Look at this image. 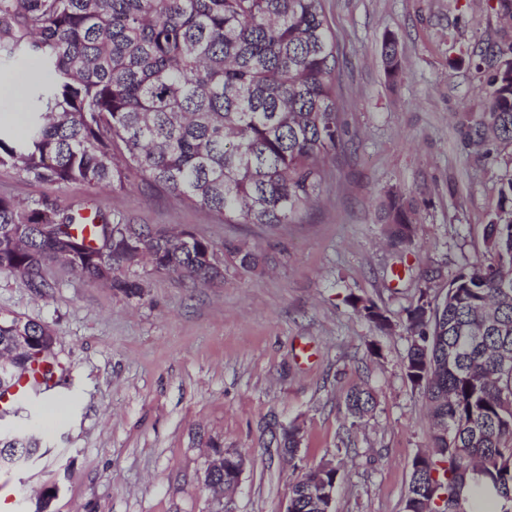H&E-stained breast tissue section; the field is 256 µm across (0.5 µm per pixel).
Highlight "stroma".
<instances>
[{"instance_id":"35a3bbf8","label":"stroma","mask_w":512,"mask_h":512,"mask_svg":"<svg viewBox=\"0 0 512 512\" xmlns=\"http://www.w3.org/2000/svg\"><path fill=\"white\" fill-rule=\"evenodd\" d=\"M336 34L344 151L327 167L319 202L269 231L227 224L166 193L27 180L0 169V196L89 204L137 224L188 229L215 245L242 241L267 258L252 271L224 261V277L193 283L136 266L126 296L60 263L57 288L34 293L0 273V312L50 326L65 379L0 427L35 438L28 464L0 468L10 512H215L203 486L211 444L244 459L233 512H284L302 470L340 467L333 512H403L412 461L427 447L423 398L403 372L401 327L421 294L441 298L469 262L486 259L484 230L512 176V147L474 145L464 123L485 110L467 51L512 42L496 0H322ZM393 34L402 60L388 80L381 54ZM403 196L417 234L391 244L381 213ZM392 320L379 332L351 298ZM374 412L346 416L352 388ZM300 429L295 457L276 434ZM376 406V397L369 388H354L346 396L345 407L352 423L360 422L371 414Z\"/></svg>"}]
</instances>
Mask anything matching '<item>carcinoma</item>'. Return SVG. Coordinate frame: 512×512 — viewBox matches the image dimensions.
I'll list each match as a JSON object with an SVG mask.
<instances>
[{
	"label": "carcinoma",
	"mask_w": 512,
	"mask_h": 512,
	"mask_svg": "<svg viewBox=\"0 0 512 512\" xmlns=\"http://www.w3.org/2000/svg\"><path fill=\"white\" fill-rule=\"evenodd\" d=\"M386 74L401 71L396 40L382 42ZM469 63L484 73L485 120L468 129L512 145V45ZM35 60L42 77L28 89L27 136H0V169L38 182L123 189L140 177L150 191L220 215L226 224H291L321 196L329 160L343 148L336 71L339 49L321 0H0V64ZM485 227L489 258L462 268L440 301L421 296L406 310L407 381L433 422L430 443L412 463L404 512H512V176ZM391 239L416 226L399 194L389 197ZM225 252L244 270L260 255L233 241L134 224L97 208L60 209L46 200L0 196V273L48 296L56 261L127 296L142 290L123 275L148 259L193 282L223 278L204 260ZM351 306L382 333L390 318L359 298ZM37 349L16 356L15 374L62 367L53 331L23 320ZM376 397L346 396L360 422ZM288 426L278 447L296 455ZM215 446L212 476L230 473Z\"/></svg>",
	"instance_id": "carcinoma-1"
}]
</instances>
